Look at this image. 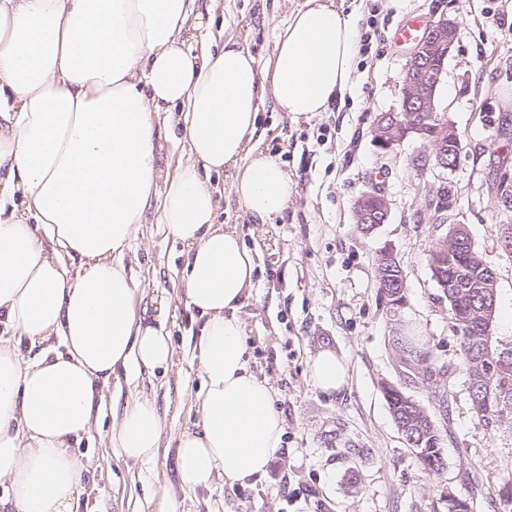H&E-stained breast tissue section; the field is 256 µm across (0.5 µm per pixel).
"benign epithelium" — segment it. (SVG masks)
I'll list each match as a JSON object with an SVG mask.
<instances>
[{
  "label": "benign epithelium",
  "instance_id": "benign-epithelium-1",
  "mask_svg": "<svg viewBox=\"0 0 512 512\" xmlns=\"http://www.w3.org/2000/svg\"><path fill=\"white\" fill-rule=\"evenodd\" d=\"M458 35L455 21L442 17L431 22L424 35L414 43L405 64L403 88L398 109L377 116L373 126V141L385 152L396 149L406 139H417L424 145L418 159L422 169L446 170L448 159L459 136L453 122L437 119L432 124L401 119V114L418 112L423 116L437 111L435 95L445 73V63ZM391 215V203L376 186L363 192L355 205V218L360 224H385Z\"/></svg>",
  "mask_w": 512,
  "mask_h": 512
}]
</instances>
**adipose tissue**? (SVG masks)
Here are the masks:
<instances>
[{"label":"adipose tissue","mask_w":512,"mask_h":512,"mask_svg":"<svg viewBox=\"0 0 512 512\" xmlns=\"http://www.w3.org/2000/svg\"><path fill=\"white\" fill-rule=\"evenodd\" d=\"M217 0H0V512H77L91 466L74 447L106 390L173 363L164 319L135 310L140 283L123 256L139 224L185 244L184 303L197 325L201 379L174 442L181 490L245 487L283 445L270 386L251 370L241 310L256 260L235 225L216 221L212 174L232 170L243 217L269 224L295 185L254 142L264 95L301 118L351 85L357 19L336 0H303L259 66L204 15ZM199 31L198 50L182 35ZM181 131L185 161L160 166ZM313 384L341 391L348 362L324 348ZM111 443L156 463L165 426L133 398Z\"/></svg>","instance_id":"1"}]
</instances>
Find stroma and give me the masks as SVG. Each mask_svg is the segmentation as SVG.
I'll use <instances>...</instances> for the list:
<instances>
[{
	"instance_id": "stroma-1",
	"label": "stroma",
	"mask_w": 512,
	"mask_h": 512,
	"mask_svg": "<svg viewBox=\"0 0 512 512\" xmlns=\"http://www.w3.org/2000/svg\"><path fill=\"white\" fill-rule=\"evenodd\" d=\"M302 0H219L216 24L244 38L259 64L274 49L279 26ZM358 32L375 27L377 44L358 56L353 84L339 109L292 119L260 106L258 133L295 183L281 218L270 224L245 219L231 193V177L215 174L218 220L238 225L259 257L255 295L242 309L252 367L275 394L284 419V445L255 485L183 494L174 452L147 468L118 458L110 444L115 410L137 394L156 398L168 411L166 430L177 435L200 379L190 363V313L180 299L183 245L161 225H140L124 263L142 282L138 310L172 321L175 365L168 375L110 388L100 421L77 452L91 458L79 512H136L144 497L161 490L179 496L183 512H448V496L470 499L473 512H501L497 486L512 474V432L492 435L477 423L448 300L432 278L428 251L449 225H463L475 248L497 273L493 334L512 341V259L498 247L500 227L512 224V202L492 181L503 165L512 176V0H345ZM498 14L502 28L488 25ZM458 24V38L436 94L460 137L455 167L419 170L420 141L384 153L375 145L376 116L400 105L410 44L398 28L439 16ZM391 202L388 223L372 233L354 218V202L371 184ZM446 189L448 221L436 224L428 207ZM392 247L406 274L407 306L392 321L380 300L376 255ZM425 337L442 367L445 400L402 374L397 329ZM342 353L349 377L327 395L310 381L307 363L320 349ZM399 386L430 415L443 437L444 468L425 474L389 412L383 383Z\"/></svg>"
}]
</instances>
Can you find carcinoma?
<instances>
[{"instance_id":"carcinoma-1","label":"carcinoma","mask_w":512,"mask_h":512,"mask_svg":"<svg viewBox=\"0 0 512 512\" xmlns=\"http://www.w3.org/2000/svg\"><path fill=\"white\" fill-rule=\"evenodd\" d=\"M428 263L444 270L443 294L448 297L451 319L459 335L461 366L469 383L471 408L478 425L491 433L512 430V343L493 337L497 301V277L472 244L466 228H448V245L436 243ZM379 292L405 280L399 263L377 264ZM405 361L419 365L431 357L427 343L416 336L396 339ZM391 416L407 445L414 449L421 469L430 475L443 469L442 436L427 411L394 393L387 398ZM501 512H512V474L503 477L498 489Z\"/></svg>"}]
</instances>
